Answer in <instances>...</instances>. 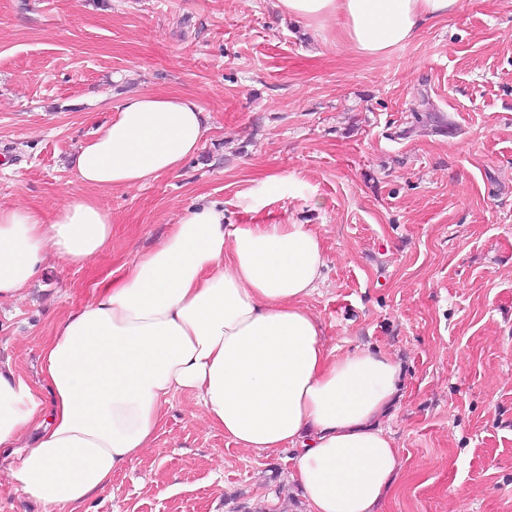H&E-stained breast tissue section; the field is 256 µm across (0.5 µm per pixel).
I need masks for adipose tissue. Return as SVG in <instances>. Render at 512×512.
Segmentation results:
<instances>
[{
    "instance_id": "obj_1",
    "label": "adipose tissue",
    "mask_w": 512,
    "mask_h": 512,
    "mask_svg": "<svg viewBox=\"0 0 512 512\" xmlns=\"http://www.w3.org/2000/svg\"><path fill=\"white\" fill-rule=\"evenodd\" d=\"M313 26L341 22L345 45L387 55L461 0H279ZM208 130L190 95L125 98L82 144L77 177L92 188L52 222L0 206V302L17 298L49 258L72 266L112 241L97 199L181 170ZM326 266L307 224H228L199 197L126 276L60 317L41 348L39 382L0 370V456L15 491L43 512H77L149 448L169 399L191 394L211 428L240 448L297 452L293 480L309 512H381L400 456L379 419L397 364L363 348L340 356L303 305ZM50 398H43V391Z\"/></svg>"
}]
</instances>
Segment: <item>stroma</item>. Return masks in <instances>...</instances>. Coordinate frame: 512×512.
I'll list each match as a JSON object with an SVG mask.
<instances>
[{"label":"stroma","mask_w":512,"mask_h":512,"mask_svg":"<svg viewBox=\"0 0 512 512\" xmlns=\"http://www.w3.org/2000/svg\"><path fill=\"white\" fill-rule=\"evenodd\" d=\"M339 27L277 0H0V206L49 220L90 195L74 157L127 96L191 94L209 115L181 175L100 194L106 250L49 260L0 305V366L38 379L54 322L198 197L229 224H307L326 267L304 304L326 343L401 367L383 512H512V0H462L380 58ZM274 173L294 183L268 196ZM292 457L237 447L179 393L82 512H307Z\"/></svg>","instance_id":"35a3bbf8"}]
</instances>
